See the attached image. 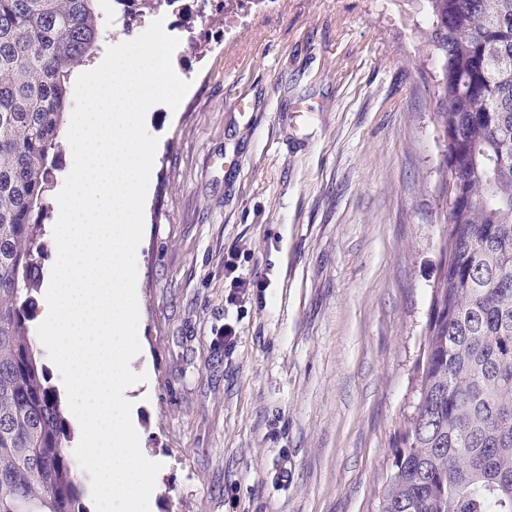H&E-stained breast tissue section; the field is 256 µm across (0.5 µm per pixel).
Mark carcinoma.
Wrapping results in <instances>:
<instances>
[{
    "instance_id": "cac0c4a2",
    "label": "carcinoma",
    "mask_w": 512,
    "mask_h": 512,
    "mask_svg": "<svg viewBox=\"0 0 512 512\" xmlns=\"http://www.w3.org/2000/svg\"><path fill=\"white\" fill-rule=\"evenodd\" d=\"M97 0H0V512H86L27 324L71 77ZM137 16L168 0H136ZM442 61L448 253L379 512H512V0H424Z\"/></svg>"
}]
</instances>
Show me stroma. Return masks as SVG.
Segmentation results:
<instances>
[{"label":"stroma","instance_id":"1","mask_svg":"<svg viewBox=\"0 0 512 512\" xmlns=\"http://www.w3.org/2000/svg\"><path fill=\"white\" fill-rule=\"evenodd\" d=\"M159 14L191 87L145 121L126 398L150 512H378L448 244L422 0H281L229 33ZM230 253L265 283L237 307Z\"/></svg>","mask_w":512,"mask_h":512}]
</instances>
